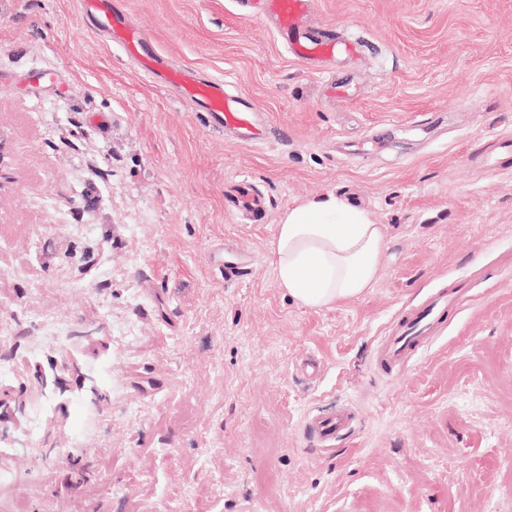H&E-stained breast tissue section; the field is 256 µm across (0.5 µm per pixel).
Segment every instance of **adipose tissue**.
Instances as JSON below:
<instances>
[{
    "label": "adipose tissue",
    "instance_id": "ef3b65f1",
    "mask_svg": "<svg viewBox=\"0 0 512 512\" xmlns=\"http://www.w3.org/2000/svg\"><path fill=\"white\" fill-rule=\"evenodd\" d=\"M383 225L329 193L288 208L276 226V282L300 307L324 310L363 296L383 266Z\"/></svg>",
    "mask_w": 512,
    "mask_h": 512
}]
</instances>
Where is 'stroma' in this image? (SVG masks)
<instances>
[{
    "mask_svg": "<svg viewBox=\"0 0 512 512\" xmlns=\"http://www.w3.org/2000/svg\"><path fill=\"white\" fill-rule=\"evenodd\" d=\"M121 3L280 135L213 129L79 0H0V512H512V176L480 166L512 136V0H318L311 25L366 44L328 77L237 0ZM330 192L388 244L313 311L271 247ZM227 248L253 258L231 280ZM451 282L446 330L380 372L391 319ZM341 406L317 447L305 421ZM353 420L352 411L344 408L329 415L308 419L305 430L320 446L328 449L335 444L336 438L350 432Z\"/></svg>",
    "mask_w": 512,
    "mask_h": 512,
    "instance_id": "35a3bbf8",
    "label": "stroma"
}]
</instances>
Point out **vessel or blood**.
<instances>
[{
  "instance_id": "1",
  "label": "vessel or blood",
  "mask_w": 512,
  "mask_h": 512,
  "mask_svg": "<svg viewBox=\"0 0 512 512\" xmlns=\"http://www.w3.org/2000/svg\"><path fill=\"white\" fill-rule=\"evenodd\" d=\"M83 14L92 16L99 31L126 55L136 58L142 69L177 87L183 100L207 112L213 126L234 133L240 142L260 145L270 141L272 128L255 103L247 97L228 92L223 80L207 78L191 68L163 69L156 54L145 51L141 34L126 21V13L109 0H79ZM252 16H274L276 34L291 55L304 61H324L338 54L358 56L359 45L353 40H339L327 34L312 33L307 22L316 0H244ZM496 174L512 172V139L502 140L499 150L486 163ZM461 291L437 293L420 304L400 310L377 343L373 361L386 375L403 370L412 358L438 337L450 309L459 306ZM354 416L350 409L307 420L305 430L325 448L350 432Z\"/></svg>"
}]
</instances>
